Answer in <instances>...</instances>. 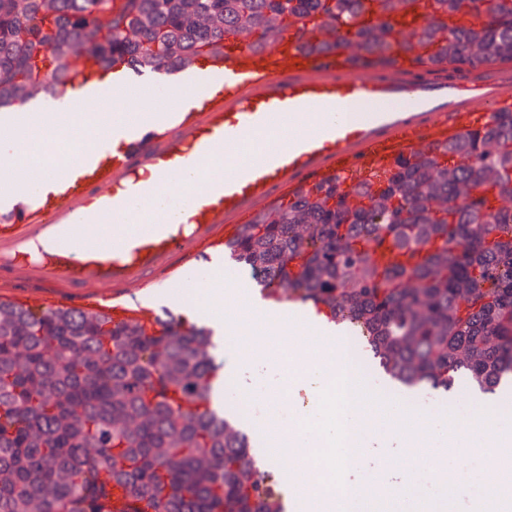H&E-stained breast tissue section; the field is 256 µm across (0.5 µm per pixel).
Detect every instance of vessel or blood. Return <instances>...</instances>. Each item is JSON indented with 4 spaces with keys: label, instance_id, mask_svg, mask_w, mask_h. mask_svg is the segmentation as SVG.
<instances>
[{
    "label": "vessel or blood",
    "instance_id": "b4317fda",
    "mask_svg": "<svg viewBox=\"0 0 512 512\" xmlns=\"http://www.w3.org/2000/svg\"><path fill=\"white\" fill-rule=\"evenodd\" d=\"M314 61L291 36L254 52L228 37L224 58H199L183 78L202 84L200 111L175 113L149 144L131 136L112 151L80 156L32 190L25 205L0 214V282L34 280L61 308L111 303L115 320L136 311L113 301L118 288H158L194 277L221 224L325 175L350 185L374 180L400 157L491 121L512 95V73L495 63L485 79L431 84L394 72ZM83 102L111 90L76 71ZM235 157L197 189L182 177L205 159Z\"/></svg>",
    "mask_w": 512,
    "mask_h": 512
}]
</instances>
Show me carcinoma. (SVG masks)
I'll return each mask as SVG.
<instances>
[{
	"instance_id": "1",
	"label": "carcinoma",
	"mask_w": 512,
	"mask_h": 512,
	"mask_svg": "<svg viewBox=\"0 0 512 512\" xmlns=\"http://www.w3.org/2000/svg\"><path fill=\"white\" fill-rule=\"evenodd\" d=\"M0 0V112L71 85L77 67L180 71L274 21L305 45L383 69L512 61V0ZM264 298L361 337L405 391L512 387V111L401 157L383 185L327 176L224 238ZM210 332L182 317L0 302V512H286L285 482L222 407Z\"/></svg>"
}]
</instances>
